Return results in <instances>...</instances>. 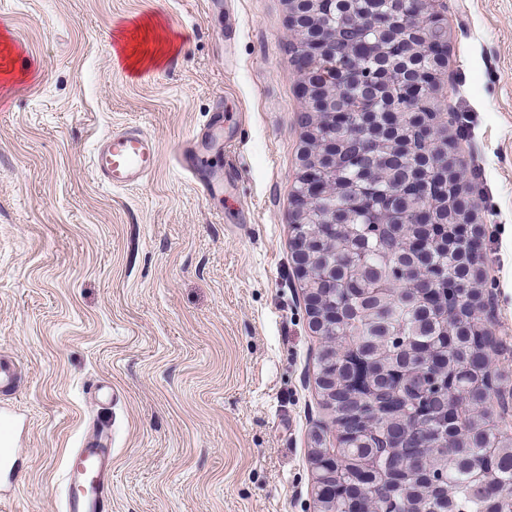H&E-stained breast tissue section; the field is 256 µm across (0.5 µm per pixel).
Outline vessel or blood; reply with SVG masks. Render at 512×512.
Wrapping results in <instances>:
<instances>
[{"label": "vessel or blood", "instance_id": "vessel-or-blood-1", "mask_svg": "<svg viewBox=\"0 0 512 512\" xmlns=\"http://www.w3.org/2000/svg\"><path fill=\"white\" fill-rule=\"evenodd\" d=\"M154 141L143 130L129 127L112 132L97 144L91 172L102 184L124 188L140 183L156 168ZM16 423L12 415H0V464L12 461L10 445ZM65 512H112V436L100 432L76 449L64 473Z\"/></svg>", "mask_w": 512, "mask_h": 512}]
</instances>
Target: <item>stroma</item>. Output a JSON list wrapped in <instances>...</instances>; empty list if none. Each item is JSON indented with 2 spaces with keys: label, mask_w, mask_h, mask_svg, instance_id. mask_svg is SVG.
<instances>
[{
  "label": "stroma",
  "mask_w": 512,
  "mask_h": 512,
  "mask_svg": "<svg viewBox=\"0 0 512 512\" xmlns=\"http://www.w3.org/2000/svg\"><path fill=\"white\" fill-rule=\"evenodd\" d=\"M148 14L176 51L135 78L115 38ZM288 20V0H0L26 72L0 96V357L23 376L0 395L18 422L0 512H63L67 460L102 425L112 512H318L311 456L336 438L293 261ZM447 24L442 120L512 346V0H447ZM127 124L157 168L111 189L90 157Z\"/></svg>",
  "instance_id": "1"
}]
</instances>
